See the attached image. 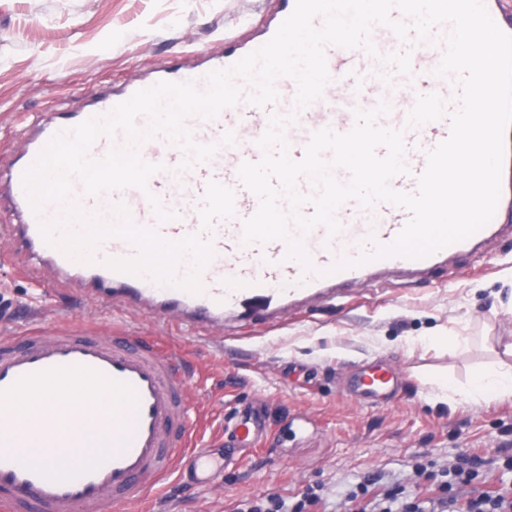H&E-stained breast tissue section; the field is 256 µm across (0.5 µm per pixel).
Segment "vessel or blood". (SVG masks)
<instances>
[{
  "label": "vessel or blood",
  "instance_id": "b4317fda",
  "mask_svg": "<svg viewBox=\"0 0 512 512\" xmlns=\"http://www.w3.org/2000/svg\"><path fill=\"white\" fill-rule=\"evenodd\" d=\"M450 24L437 25L433 42L408 37L411 75L382 66L363 49L330 45L325 49L330 76L321 97L297 110L286 129L289 154L301 159L312 133L328 128L337 133L356 124V110L388 104L378 125L403 133L408 174L394 177L393 189L413 193L417 175L426 167V153L450 134V115L458 107L452 80L437 76ZM241 52L217 54L193 67L167 65L155 75L130 83L121 91L97 97L82 111L36 124L24 149L0 177V201L7 202L14 223L1 224L0 235L12 239L18 255L36 259L55 282L74 286L81 301H112L129 313H147L178 331L207 335L234 322L283 319L310 301L335 300L340 290L376 275L426 277L438 267H453L462 254H479L512 225L493 218L467 239L426 257H376L378 247L391 244L410 219L405 208L388 202L363 209L345 202L337 213L341 229L328 234L317 226L300 232L309 265L287 259L281 241L247 244L243 223L259 206L258 197L238 178V168L262 157L257 145L269 124L270 112H282L294 101L296 83L278 78L279 101L273 108L240 103L212 120L187 117L185 128L201 144L217 145L215 155L180 171L183 151L162 134L142 143L141 157L163 164L147 190L134 187L87 195L72 178V201L99 221L118 223L116 206H124L138 226L157 230L170 242L190 234L212 245L213 255L202 270L200 292L165 286L148 272L112 268L115 260L134 258L127 240L109 237L76 253L48 244L41 225L63 218L67 206L49 202L34 210L24 175L52 138L91 118L105 117L139 90L161 81H194L206 88L207 75L238 62ZM127 144L123 133L99 136L89 160H101L111 149ZM500 205L512 208V126L504 134ZM156 195L178 214L159 222L148 201ZM351 265L337 269L338 261ZM400 373L380 366L355 373L351 387L368 400H384L396 391ZM112 398L111 409L91 418L83 400L98 393ZM198 402L192 380L180 357L153 337L130 328L87 325L36 326L17 336L0 338V512H128L134 502L156 497L165 481L186 469L220 470L193 446Z\"/></svg>",
  "mask_w": 512,
  "mask_h": 512
}]
</instances>
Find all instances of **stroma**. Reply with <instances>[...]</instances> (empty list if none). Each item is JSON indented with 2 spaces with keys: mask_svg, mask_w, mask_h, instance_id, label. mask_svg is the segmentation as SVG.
<instances>
[{
  "mask_svg": "<svg viewBox=\"0 0 512 512\" xmlns=\"http://www.w3.org/2000/svg\"><path fill=\"white\" fill-rule=\"evenodd\" d=\"M280 0H0V169L22 151L37 116L82 110L102 90H120L159 64L187 65L246 42ZM29 276L0 265V338L23 327L121 320L167 340L198 384L204 451L234 462L210 487L171 482L129 512H235L270 494L322 490L323 512L370 473L425 499L415 462L442 469L458 454L480 457L487 485H512L497 460L512 456V398L468 399L476 375L512 340V235L480 257L424 283L363 282L333 303L287 320L225 327L223 336H177L143 315L101 305L89 312L70 289L42 293ZM368 365L402 374L395 396L370 405L348 388ZM262 423L263 445L233 448L232 416Z\"/></svg>",
  "mask_w": 512,
  "mask_h": 512,
  "instance_id": "stroma-1",
  "label": "stroma"
}]
</instances>
